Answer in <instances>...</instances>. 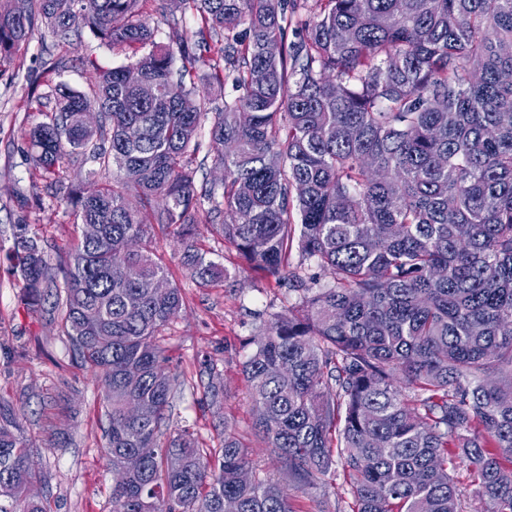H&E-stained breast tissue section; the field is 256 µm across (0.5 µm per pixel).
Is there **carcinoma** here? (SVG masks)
I'll list each match as a JSON object with an SVG mask.
<instances>
[{"label":"carcinoma","instance_id":"cac0c4a2","mask_svg":"<svg viewBox=\"0 0 512 512\" xmlns=\"http://www.w3.org/2000/svg\"><path fill=\"white\" fill-rule=\"evenodd\" d=\"M139 2L0 0V73L38 26L58 46L88 28L113 51L139 52L88 92L56 85L50 109L49 95L31 94L45 110L27 134L37 176L93 161L101 184L66 199L99 232L55 268L47 243L14 224L8 253L26 305L59 322L98 381L113 512H224L226 498L239 512H294L229 424L214 449L188 428L168 434L187 382L158 338L184 297L149 224L173 230L201 286L228 277L198 247L197 225L213 224L297 293L243 363L255 429L296 490H322L339 464L351 512H462V473L486 512H512V84L501 80L512 55L500 52L512 0H315L300 22L283 0H173L200 17L177 70ZM205 62L239 91L210 130L220 201L192 168L211 110L195 81ZM87 109L98 126L80 123ZM295 253L331 285L301 273ZM201 366L199 404L218 417L224 381L212 361ZM132 455L141 465L128 470ZM36 482L1 399L0 512H46Z\"/></svg>","mask_w":512,"mask_h":512}]
</instances>
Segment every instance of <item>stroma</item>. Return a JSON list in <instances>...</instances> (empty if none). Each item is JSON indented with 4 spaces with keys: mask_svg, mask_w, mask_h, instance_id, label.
<instances>
[{
    "mask_svg": "<svg viewBox=\"0 0 512 512\" xmlns=\"http://www.w3.org/2000/svg\"><path fill=\"white\" fill-rule=\"evenodd\" d=\"M169 0H141L140 14L160 45L177 47L191 36L200 18L186 11L178 27L167 21ZM59 69H52L54 61ZM127 54L107 49L90 30L56 47L46 29L32 31L27 48L9 72L0 77V398L12 401L20 432L34 450L37 488L50 512H112V466L100 428L102 399L92 374L76 363L65 336L55 324L27 308L22 284L7 259L11 227L26 219L49 245L50 262L63 264L78 243L80 231L64 196L73 185L89 189L96 178L76 168H62L56 185L33 174L25 133L42 120L26 100L32 89L48 92L56 84L85 91L99 70L128 63ZM157 254L182 290L185 305L162 334L160 344L171 368L195 378L198 363H217L224 379V417L246 447L253 466L271 469L270 450L253 430V403L242 364L263 328V315L288 309L294 294L247 265L210 225L199 227V240L209 259L226 266L232 281L198 286L183 267L173 236L149 225ZM199 390H186L177 400L170 430L192 426L200 442L219 447L221 436L210 413L198 403ZM295 512H350L352 494L341 472L325 479L324 493L312 499L292 492Z\"/></svg>",
    "mask_w": 512,
    "mask_h": 512,
    "instance_id": "35a3bbf8",
    "label": "stroma"
}]
</instances>
